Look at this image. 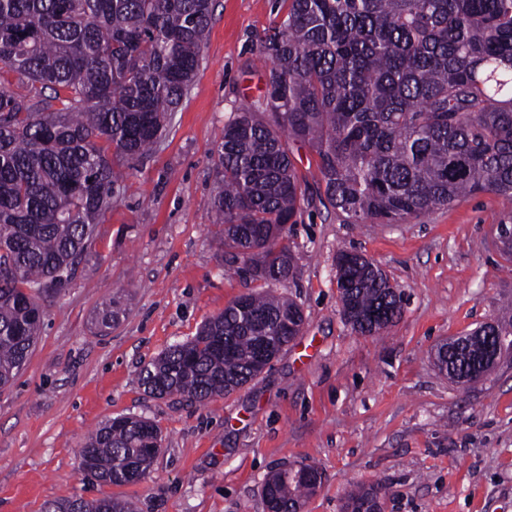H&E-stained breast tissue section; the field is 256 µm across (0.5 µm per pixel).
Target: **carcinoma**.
<instances>
[{
    "label": "carcinoma",
    "mask_w": 512,
    "mask_h": 512,
    "mask_svg": "<svg viewBox=\"0 0 512 512\" xmlns=\"http://www.w3.org/2000/svg\"><path fill=\"white\" fill-rule=\"evenodd\" d=\"M259 53V105L224 123L214 198L229 265L270 288L294 273L288 224L305 200L293 146L318 156L319 195L348 220L403 224L466 195L512 201V0H286ZM214 0H0V387L38 336V296L84 256L123 172L156 149L202 61ZM114 148L108 154V147ZM342 311L379 336L403 296L358 254L336 258ZM102 321L122 309L107 298ZM300 307L270 290L234 301L196 336L140 372L150 393L200 402L263 369L257 344L281 353L301 333ZM456 374L482 367L483 348L437 350ZM161 436L148 420L115 418L79 449L81 467L124 484L146 476ZM315 485L281 470L263 485L273 512H297ZM381 499L348 494L346 512ZM45 512H135L125 501L49 502Z\"/></svg>",
    "instance_id": "cac0c4a2"
}]
</instances>
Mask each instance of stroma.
Returning a JSON list of instances; mask_svg holds the SVG:
<instances>
[{
  "label": "stroma",
  "instance_id": "1",
  "mask_svg": "<svg viewBox=\"0 0 512 512\" xmlns=\"http://www.w3.org/2000/svg\"><path fill=\"white\" fill-rule=\"evenodd\" d=\"M285 0H217L203 60L156 151L115 189L88 255L44 294L40 334L0 388V512H42L72 498L120 499L138 512H267L273 473L321 474L301 512H343L360 486L382 489L385 512H512V356L461 386L434 353L512 302L500 249L512 201L482 192L404 224L347 223L316 195L318 157L294 147L308 200L288 246L295 273L278 292L304 315L301 334L243 387L200 403L147 393L140 371L239 296L263 290L229 269L212 209L217 148L242 101L262 99L261 37ZM373 260L404 295L384 335L343 318L336 257ZM125 314L101 326L102 300ZM150 420L162 441L133 484L80 468L86 437L110 419Z\"/></svg>",
  "mask_w": 512,
  "mask_h": 512
}]
</instances>
